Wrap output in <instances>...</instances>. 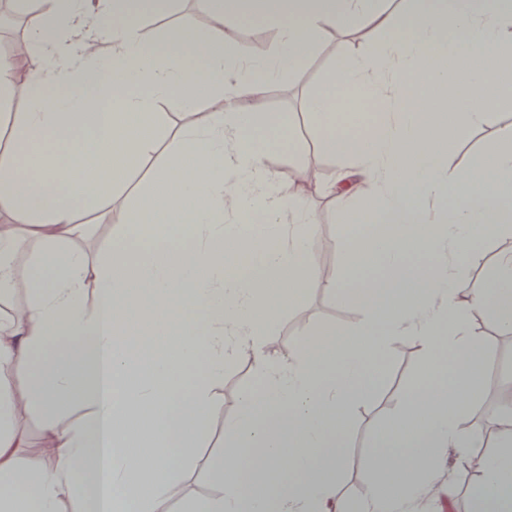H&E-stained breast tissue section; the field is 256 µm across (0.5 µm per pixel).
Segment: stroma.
I'll return each mask as SVG.
<instances>
[{
  "mask_svg": "<svg viewBox=\"0 0 512 512\" xmlns=\"http://www.w3.org/2000/svg\"><path fill=\"white\" fill-rule=\"evenodd\" d=\"M188 31H205L210 27L200 0H175L172 8L157 17L140 22L145 39L163 38L171 27ZM384 32L360 24L348 31H327L317 41L310 58L287 80L272 84L265 92L262 109L269 113L281 128L282 136L266 155L267 167L275 173L281 185H288L296 167L309 166L314 179L329 182L351 170L353 163L322 147L316 139L318 121L305 108L306 101L321 90L327 74L344 60L351 50L373 53L385 40ZM252 42L253 53L265 57L278 47V34L273 29H257L233 18L224 23V46L235 51L243 42ZM496 144V131L491 124H462L457 138V151L449 157V168H457L476 153H487ZM155 156L146 158L137 172L127 180V189L111 201L112 218L102 223L93 237L78 241L77 246L91 256L102 255L117 240V230L139 191L151 187ZM299 200L319 217L307 231V261L311 267L339 268L340 252L344 246L343 225L335 195L314 190H301ZM483 256L480 263L466 265L456 262L454 271L468 286L478 289L490 283L492 262L496 255L512 252V236L506 234L483 238L478 244ZM356 322L354 309L345 307L340 298L321 289H311L294 307L280 308L274 313L268 329L279 356L299 355L301 347L311 341L317 330L326 325L348 331ZM492 325L481 315H473L471 334L489 344L484 390L473 404L471 416L481 417L494 407L493 389L503 376L512 370V334L491 335ZM429 353L418 340L407 334L391 337L379 356L383 368L374 392L358 403L351 421L349 448L342 467L338 493L344 499H363L373 480L364 460L372 450L373 434L402 409L408 388L421 377ZM262 373L252 361L242 359L224 365V374L212 383L215 412L209 417L201 447L182 451L183 467L172 485V506L182 499L200 500L212 496L215 482L213 465L224 452V422L233 418L244 392L259 388Z\"/></svg>",
  "mask_w": 512,
  "mask_h": 512,
  "instance_id": "obj_1",
  "label": "stroma"
}]
</instances>
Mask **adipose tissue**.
<instances>
[{
  "label": "adipose tissue",
  "instance_id": "obj_1",
  "mask_svg": "<svg viewBox=\"0 0 512 512\" xmlns=\"http://www.w3.org/2000/svg\"><path fill=\"white\" fill-rule=\"evenodd\" d=\"M150 2L108 0L92 16L84 0H41L46 19L24 46L43 48L42 65L20 73L0 63V116L12 131L0 148V210L15 218L0 230V301L27 295L0 317V484L12 485L0 488V512H58L64 499L73 512H171L179 451L201 441L215 410L205 384L184 385L203 354L213 376L225 360L251 357L263 383L224 424L236 465L217 466L213 496L185 500L180 512H419L433 490L452 498L438 449L481 444L459 428L482 391L473 362L485 348L464 330L480 312L512 332V254L496 259L495 281L480 290L452 269L461 256L479 262L476 244L488 234H512V122L497 114L512 88L489 91L512 67V0H413L397 14L380 0H205L215 29L148 42L133 13ZM232 13L277 29L276 55L227 53L222 23ZM358 23L391 36L377 54L352 53L308 103L324 119V144L375 188L360 205L349 184L336 189L350 240L343 275L318 276L299 239L231 270L233 248L285 230L281 187L264 162L275 125L251 101L293 73L323 30ZM88 28L111 41L110 52ZM228 67L242 73L231 86ZM19 80L31 107L13 113ZM160 98L197 107L196 122L155 165L162 192L138 194L118 232L128 246L92 259L73 246L93 232L76 215L123 192L127 172L154 152ZM492 120L496 150L448 170L460 125ZM424 198L447 203L435 222L422 218ZM23 261L27 279L14 271ZM309 288L351 301L365 293L366 314L351 341L337 343L326 326L327 349L272 358L263 310ZM402 333L431 352L452 343L459 353L450 366L433 360L401 412L375 431L374 480L354 505L336 496L346 423L375 386L385 341ZM19 372L34 382L24 401ZM80 406L89 418L59 427L60 414ZM33 409L50 464L24 469L27 441L14 423ZM498 424L494 451L478 460V512H512V414Z\"/></svg>",
  "mask_w": 512,
  "mask_h": 512
}]
</instances>
